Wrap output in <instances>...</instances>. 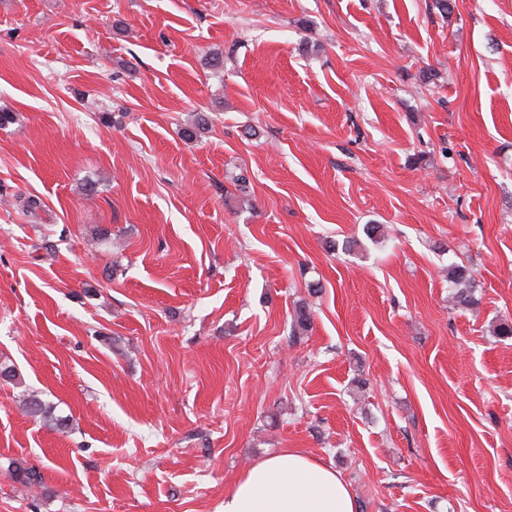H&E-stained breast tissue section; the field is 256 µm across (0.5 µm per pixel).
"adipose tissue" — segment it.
<instances>
[{"mask_svg": "<svg viewBox=\"0 0 512 512\" xmlns=\"http://www.w3.org/2000/svg\"><path fill=\"white\" fill-rule=\"evenodd\" d=\"M224 512H356L341 476L297 449L253 464L224 497Z\"/></svg>", "mask_w": 512, "mask_h": 512, "instance_id": "ef3b65f1", "label": "adipose tissue"}]
</instances>
